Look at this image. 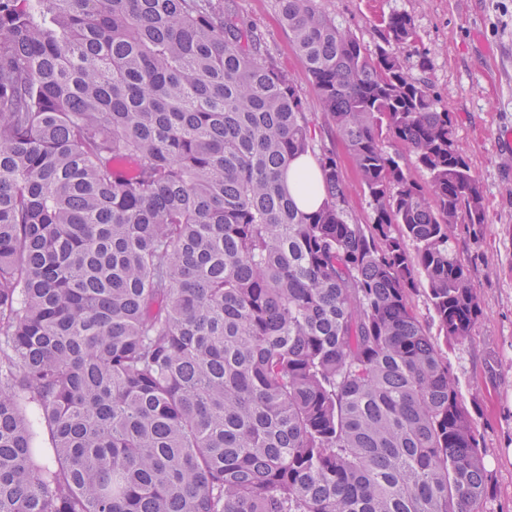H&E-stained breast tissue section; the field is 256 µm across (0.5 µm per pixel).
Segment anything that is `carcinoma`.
I'll list each match as a JSON object with an SVG mask.
<instances>
[{"instance_id":"1","label":"carcinoma","mask_w":512,"mask_h":512,"mask_svg":"<svg viewBox=\"0 0 512 512\" xmlns=\"http://www.w3.org/2000/svg\"><path fill=\"white\" fill-rule=\"evenodd\" d=\"M278 2L303 83L223 0H0V512H488L410 304L425 288L458 341L481 315L451 247L459 213L485 223L453 113L409 74V16L371 51ZM308 155L311 211L283 184ZM304 106L305 112H308L314 120L316 143L328 150L335 151L339 156L346 186L345 208L350 222L367 224L371 215L369 197L356 175L353 161L344 142L336 133V129L325 122L320 102L309 88L305 92Z\"/></svg>"}]
</instances>
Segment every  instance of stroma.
<instances>
[{
  "mask_svg": "<svg viewBox=\"0 0 512 512\" xmlns=\"http://www.w3.org/2000/svg\"><path fill=\"white\" fill-rule=\"evenodd\" d=\"M261 33L280 68L300 77L304 63L279 20L277 0H234ZM337 26L368 49L381 44V16L411 17L416 42L404 49L413 77L428 80L440 107L455 115L454 136L483 187L486 221L459 217L451 245L477 290L482 315L461 343L440 334L425 288L411 295L428 334L448 359L463 401L478 427L484 463L493 474L490 512H512V148L499 137L512 130V0H317ZM428 70H420L419 59ZM304 106L316 142L338 155L350 222L368 223L369 197L344 142L321 112L313 91Z\"/></svg>",
  "mask_w": 512,
  "mask_h": 512,
  "instance_id": "1",
  "label": "stroma"
}]
</instances>
